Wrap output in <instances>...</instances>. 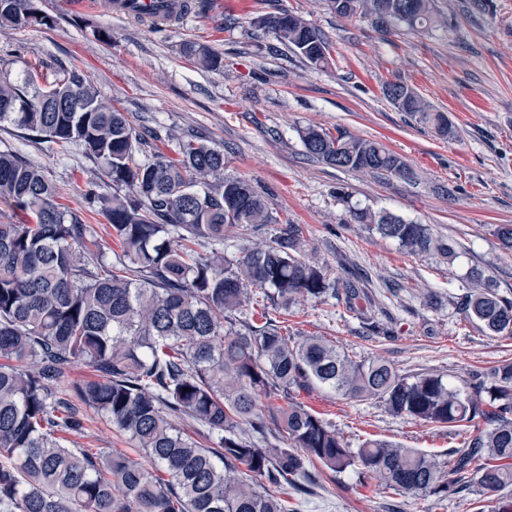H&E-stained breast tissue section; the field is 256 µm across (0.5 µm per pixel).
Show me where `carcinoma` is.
<instances>
[{
  "instance_id": "carcinoma-1",
  "label": "carcinoma",
  "mask_w": 512,
  "mask_h": 512,
  "mask_svg": "<svg viewBox=\"0 0 512 512\" xmlns=\"http://www.w3.org/2000/svg\"><path fill=\"white\" fill-rule=\"evenodd\" d=\"M157 22L172 6L139 0L110 4ZM340 17L408 31L431 25L433 0H326ZM50 26L37 0H0V28ZM272 41L317 69L329 44L286 9L251 21ZM198 67L218 71L211 46L182 44ZM395 106L446 139L448 114L413 87ZM0 123L54 143H79L105 168L113 186L83 193L107 219L121 254L112 263L90 249L93 224L58 202L42 167L0 151V205L30 217L0 221V512H291L281 490L304 494L319 469H358L387 498L416 493L446 499L476 486L488 494L512 486V362L469 373L466 386L439 374L403 376L381 359L355 360L319 336L291 338L272 318L240 319L253 299L286 316L298 301L343 292L305 249L299 224H283L269 242L224 255V237L279 220L247 179L224 174V152L193 138L179 158L146 142L125 114L102 99L89 76L64 67L44 87L0 70ZM308 156L337 168L406 177L402 158L366 138L315 126L298 131ZM352 220L414 255L453 263L457 246L425 224L387 212L351 210ZM211 245L210 253L200 249ZM453 304L487 332L512 335V299L473 266ZM80 364L92 374L71 378ZM322 387L350 399L376 398L387 411L438 427H475L464 448L440 464L423 451L373 439L352 449L325 421L293 398ZM283 398L286 405L273 404ZM129 434L143 459L101 457L78 448L84 418L78 405ZM192 420L207 448L185 433ZM266 479L263 484L260 479Z\"/></svg>"
}]
</instances>
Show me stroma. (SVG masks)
<instances>
[{"label":"stroma","instance_id":"stroma-1","mask_svg":"<svg viewBox=\"0 0 512 512\" xmlns=\"http://www.w3.org/2000/svg\"><path fill=\"white\" fill-rule=\"evenodd\" d=\"M441 16L421 32L382 31L360 18H341L324 0H205L169 27L116 12L108 0H38L54 28L0 29V68L12 76L53 80L63 65L83 67L101 98L124 112L149 148L174 155L176 140L205 137L224 153L225 174L243 177L266 196L281 223L298 224L308 250L331 278L364 269L371 314L394 334L366 333L343 298L304 301L284 325L289 336H320L353 359L381 358L400 374H444L462 385L469 370L512 360V335H491L457 313L452 299L471 266L492 276L512 298V252L494 234L512 224V0H436ZM285 9L302 15L327 39L326 67L308 66L292 52H271L251 24L254 16ZM112 38H97L96 28ZM215 48L224 68L205 71L180 53L183 41ZM388 81L414 87L447 112L455 133L442 140L400 112L383 94ZM317 126L376 140L399 154L412 179L376 178L341 170L306 155L298 131ZM39 163L65 206L96 225V248L106 261L120 249L105 217L87 208L88 182L112 186L100 162L83 146L35 140L22 130L0 128V150ZM360 205L390 212L457 243L454 263L412 255L365 226L352 223ZM402 289L391 296L389 280ZM296 401L332 422L351 447L369 439L448 459V451L472 439L475 429L424 425L387 413L382 402L353 400L315 388ZM85 449L100 455L138 451L89 414ZM300 512H499L512 502V487L474 490L448 500L404 494L386 498L360 483L355 471L322 472L306 503L288 493Z\"/></svg>","mask_w":512,"mask_h":512}]
</instances>
